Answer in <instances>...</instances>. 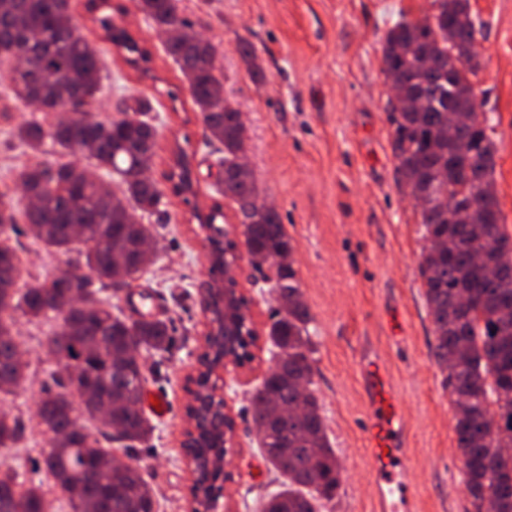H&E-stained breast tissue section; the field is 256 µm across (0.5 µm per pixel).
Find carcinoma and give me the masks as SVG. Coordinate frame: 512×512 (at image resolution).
Wrapping results in <instances>:
<instances>
[{"label":"carcinoma","mask_w":512,"mask_h":512,"mask_svg":"<svg viewBox=\"0 0 512 512\" xmlns=\"http://www.w3.org/2000/svg\"><path fill=\"white\" fill-rule=\"evenodd\" d=\"M135 6L154 26L183 30L164 48L186 79L210 140L224 153L219 192L242 217L250 263L261 268L274 260L288 262V283L280 288L279 309L268 330L277 362L250 400L252 415L265 425L259 435L262 453L284 477L262 512H320L336 498L341 465L312 389L311 316L296 280L293 246L278 211L256 205L252 171L238 163L245 156V127L242 113L224 98L214 45L180 13L178 0H135ZM84 8L130 65L149 71L152 53L122 26L123 5L85 0ZM432 9L422 21L394 24L385 35L382 64L405 103L388 120L398 170L424 228L422 268L434 325L433 355L448 371L470 512H483L489 499L512 501V318L500 307L503 299H512V269L491 277L472 255L493 261L512 251V235L501 223L495 145L487 129L466 122L453 142L442 138L448 113L476 101L470 77L481 62L472 52L477 28L470 0H433ZM237 50L252 75L262 78L252 44L241 38ZM0 55L18 63L12 75L15 98L53 115L47 125L32 119L17 126V139L33 155L49 139L60 151L79 152L87 160L82 166L35 162L20 176L27 198L23 209L0 202V398L16 394L30 379L29 362L16 359L15 314L32 322L49 318L74 291L89 289L92 304L60 318L45 344L56 366L37 415L45 448L31 460V472L50 475L71 512H156L154 489L141 467L130 464L115 473L112 451L102 441L130 449L149 439L152 427L141 408L146 369L131 350L165 352L174 343L175 328L144 314H114L99 298L106 288L130 286L152 262L142 245L155 241V229L141 217L164 214L163 192L147 176L156 130L138 118L152 104L134 97L124 103L122 118L108 123L97 118L98 49L80 34L71 0H0ZM187 143L186 136L177 145L164 179L171 194L191 208L198 229L209 228L205 240L212 243L223 231L224 209L215 203L201 213ZM100 169L118 177V188L98 177ZM450 208L452 223L444 220ZM20 236L33 238L50 254H75L74 265L92 270L99 287L69 269L20 286L23 261L6 244ZM216 246L234 250L230 243ZM223 359L218 338L204 337L194 403L188 408L193 425L185 440L193 512H207L214 493L223 489L219 471L210 468L216 448L206 427L216 390L212 372ZM72 393L80 397L87 419L97 420L98 409L111 405L113 431L98 438L74 422ZM24 429L20 416L0 410V449L17 447ZM0 512H49L42 483L0 468Z\"/></svg>","instance_id":"1"}]
</instances>
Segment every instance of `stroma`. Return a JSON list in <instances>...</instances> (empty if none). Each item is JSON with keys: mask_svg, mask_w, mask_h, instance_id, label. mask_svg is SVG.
<instances>
[{"mask_svg": "<svg viewBox=\"0 0 512 512\" xmlns=\"http://www.w3.org/2000/svg\"><path fill=\"white\" fill-rule=\"evenodd\" d=\"M480 25L476 51L482 68L474 77L485 93L482 113L495 143V191L512 233V0H470ZM217 49L224 96L242 112L246 155L261 198L278 210L294 246V268L311 322L312 387L330 442L342 466L336 498L322 512H374V478L361 429L362 385L358 362L367 349L384 359L406 424L409 478L415 512H468L454 410L431 347L434 326L421 274L423 230L409 188L400 180L387 122L392 97L382 71V39L399 19L418 21L432 0H179ZM129 31L147 40L152 76L125 63L121 51L81 19L83 36L101 52L104 91L99 119L118 118L129 96L151 99L148 121L158 131L155 179H162L175 140L189 136L198 203L209 207L220 158L210 146L177 65L153 35L151 20L137 9L124 18ZM249 40L264 71L253 80L237 51ZM177 88L178 101L163 96ZM32 107L10 95L0 77V201L23 208L20 173L33 161L11 135L35 118ZM164 217L144 215L159 240L156 261L132 288L104 291L113 309L131 316L138 305L171 319L176 332L169 352L145 355L156 372L148 389L164 397L166 414H151L147 444L129 457L140 465L157 496L156 512H191V473L182 447L188 426V378L197 366L204 316L200 282L207 250L188 207L165 196ZM237 280L250 302L260 334L250 367L224 373V401L236 420L234 451L227 457L223 512H261L278 488V475L263 458L249 412L250 397L275 360L266 331L276 306L272 267L255 270L243 235H236ZM21 349L39 378L52 370L40 342L56 328L19 319ZM40 386L31 384L6 401L28 425L22 447L0 450V463L26 472L45 446L36 429Z\"/></svg>", "mask_w": 512, "mask_h": 512, "instance_id": "35a3bbf8", "label": "stroma"}]
</instances>
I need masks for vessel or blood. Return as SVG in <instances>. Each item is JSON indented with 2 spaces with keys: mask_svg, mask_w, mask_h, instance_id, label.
<instances>
[{
  "mask_svg": "<svg viewBox=\"0 0 512 512\" xmlns=\"http://www.w3.org/2000/svg\"><path fill=\"white\" fill-rule=\"evenodd\" d=\"M366 409L363 434L376 486V512H414L415 492L407 479L403 409L380 358L359 361Z\"/></svg>",
  "mask_w": 512,
  "mask_h": 512,
  "instance_id": "vessel-or-blood-1",
  "label": "vessel or blood"
}]
</instances>
